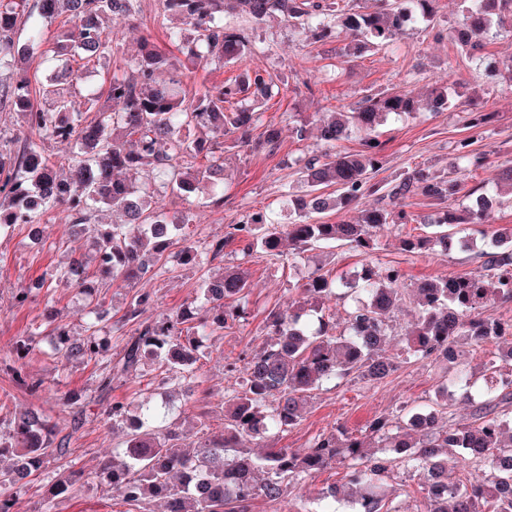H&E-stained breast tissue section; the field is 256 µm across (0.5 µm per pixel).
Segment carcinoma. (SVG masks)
<instances>
[{"label": "carcinoma", "instance_id": "obj_1", "mask_svg": "<svg viewBox=\"0 0 512 512\" xmlns=\"http://www.w3.org/2000/svg\"><path fill=\"white\" fill-rule=\"evenodd\" d=\"M435 0H380L371 11L354 8L351 0H161L159 17L165 26V46L147 38L132 59L134 76L106 72L100 88L88 94L94 117L82 118L72 97L84 72L112 56L109 19H127L140 11L139 0H0V70L15 62L16 53L39 51L52 64L47 82L35 91L24 74L12 78L8 105L19 113L28 131L15 152H0V237L18 224L37 229L43 211L61 207L67 223L93 234L94 260L75 256L56 270L85 296L90 317L85 335L70 339L55 325L57 309L50 284L38 278L14 296V306L27 307L45 300L34 319L36 329L48 332L54 355L61 363L95 362L97 386L91 413L69 391L59 395L71 416V431L61 434L51 418L34 409L0 424V512L15 506L18 492L41 474L51 460L69 455L74 438L84 426L103 423L122 432L121 446L102 463L106 492L137 509L147 500L163 503V512H249L250 501L261 496L276 501L287 486L336 464L345 469L353 503L365 502L367 512H398L390 482L399 471L418 477L427 512H512V346L508 357L484 366L478 380L457 366L443 385L464 390L475 404L474 421L447 425V405L436 408L405 406L397 414H380L354 434L337 429L322 434L303 449L277 448L272 438L297 426L311 394L332 382L360 379L380 384L396 369L382 356L390 339V313L407 301L416 319L402 336L407 357L448 364L460 344L480 348L512 336V319L490 320L481 309L512 303V234L476 229L484 242L483 271L452 280H424L405 287L394 267L369 268L357 288L316 271L298 288L299 299L286 309L273 308L265 317L270 341L257 352L245 353L224 364L233 377L242 373L240 389L224 400V430L201 439L189 452L180 450L185 439L180 413L169 392L202 384L199 349L229 324L249 317L246 298L250 284L238 267L205 280L198 295L172 313L162 312L151 322L139 320L154 306L150 291L140 289L126 302L122 322L135 328L119 335L117 358L109 354L102 324L108 312L95 294L91 279L122 284L163 272L172 261L179 265L224 257V247L238 240L246 254L282 253L287 239L303 252L315 246L346 245L368 254L384 232L414 221L403 202L422 196L438 204L458 197L460 174L485 164L486 156L472 149L473 139L457 142V158L445 175L418 165L399 174L388 189L372 181L382 166V143L372 136L389 114L413 115L419 96L413 91L363 95L357 107L334 112L319 126L323 145L332 147L354 133L363 135L362 150L348 154L311 155L298 160L305 194L287 205L288 223L255 212L234 224L226 236L203 249L187 243L185 220L168 214L167 201H187L205 182L212 188V204L224 203V142L252 150L274 148L281 131L267 124L258 137V105L280 94L272 77L260 70L242 69L233 80L205 86L189 95L183 71L211 64L243 65L255 50L248 33L224 22L235 14L257 22L281 15L323 41L341 28L351 35L346 55L392 42L408 23L435 20ZM461 47L471 56L484 46L493 30L512 33V0H459ZM64 15L72 26L49 37L44 21ZM25 43L19 44L20 35ZM187 50L186 59L172 61L167 47ZM72 146L68 172L61 174L47 153L49 144ZM202 158L194 167L189 160ZM334 192L328 193L326 189ZM364 195L377 196V205L361 212L355 222L329 224L320 215L330 209L348 210ZM489 198L478 196L462 212L445 210L433 221L431 236L399 239L407 252L448 248V229L480 224ZM118 206L119 224L93 222L96 207ZM354 294L343 330L326 321L325 300ZM33 337L9 355L15 382L36 392L41 382L25 370ZM151 359L159 365L157 385L141 400L132 416L128 403L112 397L113 385ZM81 478L74 465L59 467L48 495L36 512H57V499ZM289 512H333L326 490L306 506L302 497Z\"/></svg>", "mask_w": 512, "mask_h": 512}]
</instances>
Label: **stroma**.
Segmentation results:
<instances>
[{"mask_svg":"<svg viewBox=\"0 0 512 512\" xmlns=\"http://www.w3.org/2000/svg\"><path fill=\"white\" fill-rule=\"evenodd\" d=\"M435 8L433 26L421 23L409 26L389 46L358 58L346 57L348 38L342 32L333 39L316 43L306 39L301 30L277 19L259 24L247 22L250 36L262 46L261 52L248 59V66L269 71L287 84L286 93L272 99L261 117L262 123L271 122L281 128V140L271 150H227L228 187L222 206H213L204 190L194 196L192 206L173 205V212L188 217L183 232L191 240L201 244L223 237L229 225L238 223L244 215L279 209L284 192L300 193L295 162L319 153L316 124L325 113L355 107L370 91L411 89L423 96L432 86L440 85L447 87L453 102L449 108L425 106L411 117H391L377 127L375 134L383 144V163L374 176L376 182L389 184L400 173L419 164L437 172L447 171L454 159L456 142L471 137L465 117L475 110L492 115L483 133L473 137L474 149L485 153L487 161L484 168L465 172L463 194L448 206L419 196L407 199L405 209L415 215V222L407 224L402 233H385L371 255L345 246L317 247L297 259L292 247L287 245L280 260L271 261L243 255L241 243L235 241L225 247L221 259L196 266L173 264L159 276L138 281L136 287L153 292L157 301L156 309L143 315L144 320L150 321L157 311H175L192 300L202 276L220 273L224 267L237 264L250 273L251 314L247 322L226 329L223 339L206 348L201 359L205 398L185 407L183 428L189 434L197 433L194 416L200 412L208 415L209 432L216 433L223 428L224 399L236 386L235 379L224 373L225 363L236 360L243 351H256L264 346L268 339L265 329L268 310L278 304L287 305L295 297L303 277L314 270L353 281L365 268L394 266L401 269L409 286L427 279H450L479 271L482 243L463 248L455 242L448 249L424 253L403 251L399 243L403 233L429 234V221L437 218L442 209H461L468 202V194L491 190L498 167L512 163V74L501 66L502 60L512 56V34L490 36L480 56L468 57L452 38L461 19L457 0H437ZM159 11V0H140V12L135 19L113 23L116 50L110 59V69H126L142 37L163 42ZM295 112L302 113L310 126L306 139H297L294 133L291 115ZM42 223L45 227L42 240H33L28 227L23 225L16 226L10 236L0 238V354L11 350L30 330L33 311L14 307L13 297L36 277H52L51 292L67 329L81 333L85 322L76 289L55 281L53 274L72 254H91L92 241L73 236L61 210H47ZM386 353L397 361L398 368L385 382L370 385L348 380L313 392L303 420L276 436V446L304 448L318 435L335 428L357 433L376 415L405 405L435 402L444 380L443 369L406 359L402 345L395 342L387 345ZM26 369L42 379L43 389L39 395H30L17 388L10 376L0 370V422L36 405L53 416L62 432H69L70 417L60 412L57 393L68 390L92 394L96 387L95 365L74 362L60 368L49 344L42 341L27 357ZM118 440V435L107 427L89 425L74 434L70 458L76 467L82 468L84 476L62 498L60 512H121L122 503L110 500L98 479L99 461L115 448ZM344 474L340 466L324 470L297 488L287 489L279 501L254 499L251 512H286L289 500L295 495L342 486Z\"/></svg>","mask_w":512,"mask_h":512,"instance_id":"35a3bbf8","label":"stroma"}]
</instances>
